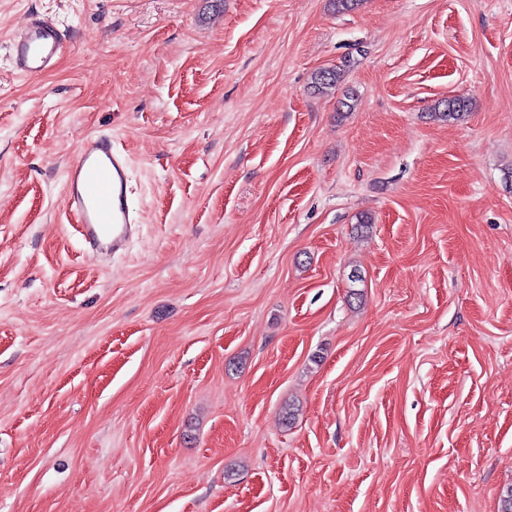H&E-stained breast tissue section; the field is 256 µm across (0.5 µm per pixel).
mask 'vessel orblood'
Listing matches in <instances>:
<instances>
[{"label":"vessel or blood","instance_id":"vessel-or-blood-1","mask_svg":"<svg viewBox=\"0 0 512 512\" xmlns=\"http://www.w3.org/2000/svg\"><path fill=\"white\" fill-rule=\"evenodd\" d=\"M68 39L56 22L32 18L11 43L15 71L35 76L50 70ZM66 204L77 217L84 244L100 256L121 251L135 231L137 212L129 200V161L111 134L90 136L66 171Z\"/></svg>","mask_w":512,"mask_h":512}]
</instances>
